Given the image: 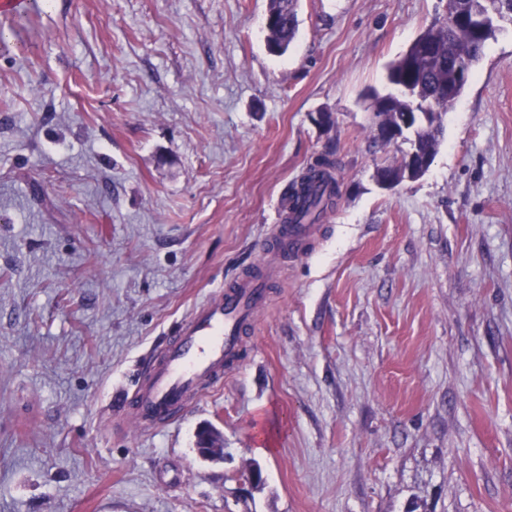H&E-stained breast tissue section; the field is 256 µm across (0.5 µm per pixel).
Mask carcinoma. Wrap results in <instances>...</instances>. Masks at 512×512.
<instances>
[{
	"mask_svg": "<svg viewBox=\"0 0 512 512\" xmlns=\"http://www.w3.org/2000/svg\"><path fill=\"white\" fill-rule=\"evenodd\" d=\"M298 0H269L274 17L267 29V46L287 51L298 33ZM448 14L462 13L458 26H448L439 18L428 25L407 50L390 63L387 82L394 91L381 95L364 93L373 112L378 138L389 141L402 135V125L414 112V102L435 101L442 119L461 95L466 83L464 73L480 60L497 23L512 17V0H448ZM443 125L417 132L429 157L436 156ZM337 160L323 156L310 164L303 175L289 187L288 223L315 224L335 208L341 196L336 177Z\"/></svg>",
	"mask_w": 512,
	"mask_h": 512,
	"instance_id": "1",
	"label": "carcinoma"
}]
</instances>
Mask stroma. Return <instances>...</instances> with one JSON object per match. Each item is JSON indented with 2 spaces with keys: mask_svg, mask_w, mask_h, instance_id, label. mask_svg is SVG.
Segmentation results:
<instances>
[{
  "mask_svg": "<svg viewBox=\"0 0 512 512\" xmlns=\"http://www.w3.org/2000/svg\"><path fill=\"white\" fill-rule=\"evenodd\" d=\"M446 2L300 0L282 56L268 0L0 11V512H512V22L419 179L378 185L404 145L360 98ZM329 152L342 196L308 255L272 256L222 386L116 428Z\"/></svg>",
  "mask_w": 512,
  "mask_h": 512,
  "instance_id": "35a3bbf8",
  "label": "stroma"
}]
</instances>
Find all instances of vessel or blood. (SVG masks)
<instances>
[{
	"label": "vessel or blood",
	"mask_w": 512,
	"mask_h": 512,
	"mask_svg": "<svg viewBox=\"0 0 512 512\" xmlns=\"http://www.w3.org/2000/svg\"><path fill=\"white\" fill-rule=\"evenodd\" d=\"M315 231L312 224H279L272 243L302 257ZM267 303V278L260 264L197 304L166 337L162 350L141 366L137 384L119 409L120 421L145 432L180 417L207 387L222 379L228 364L237 361L245 326Z\"/></svg>",
	"instance_id": "obj_1"
}]
</instances>
